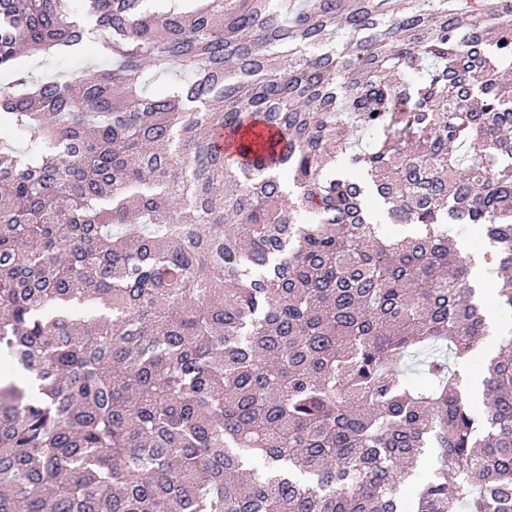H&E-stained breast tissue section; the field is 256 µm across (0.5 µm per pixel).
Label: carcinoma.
Wrapping results in <instances>:
<instances>
[{
  "mask_svg": "<svg viewBox=\"0 0 512 512\" xmlns=\"http://www.w3.org/2000/svg\"><path fill=\"white\" fill-rule=\"evenodd\" d=\"M142 3L0 0V512H512V0ZM459 246L472 254V265L470 271V280L472 284L482 293H485L491 284L493 271L485 261L484 254L490 248L489 244L483 247H471L468 236L459 239Z\"/></svg>",
  "mask_w": 512,
  "mask_h": 512,
  "instance_id": "1",
  "label": "carcinoma"
}]
</instances>
